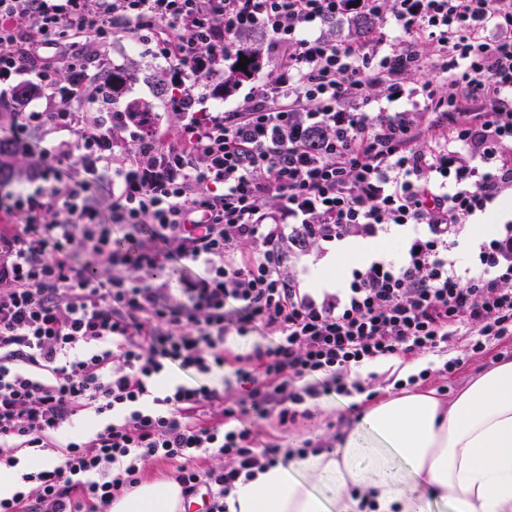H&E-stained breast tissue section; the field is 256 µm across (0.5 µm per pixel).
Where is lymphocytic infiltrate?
I'll return each instance as SVG.
<instances>
[{"mask_svg":"<svg viewBox=\"0 0 512 512\" xmlns=\"http://www.w3.org/2000/svg\"><path fill=\"white\" fill-rule=\"evenodd\" d=\"M361 17L365 36L322 32ZM256 31L274 78L205 111ZM124 37L165 60L169 110L114 100L88 123L70 101L105 99L89 63ZM66 67L80 85L60 81ZM25 74L63 106L15 119L43 133V182L0 208V462L20 448L61 462L22 474L0 512H106L151 462L228 512L240 479L294 454L248 420L295 423L321 395L365 393L362 368L393 359L442 361L389 377L399 391L504 358L512 224L473 241L467 226L512 195V0H0V82ZM66 157L85 178L60 175ZM387 238L397 260L317 280L311 249ZM171 260L188 271L176 283ZM256 330L249 350L228 347ZM226 370L246 396L204 385Z\"/></svg>","mask_w":512,"mask_h":512,"instance_id":"lymphocytic-infiltrate-1","label":"lymphocytic infiltrate"}]
</instances>
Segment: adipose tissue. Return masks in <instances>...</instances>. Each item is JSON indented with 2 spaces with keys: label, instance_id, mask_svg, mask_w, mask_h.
I'll list each match as a JSON object with an SVG mask.
<instances>
[{
  "label": "adipose tissue",
  "instance_id": "ef3b65f1",
  "mask_svg": "<svg viewBox=\"0 0 512 512\" xmlns=\"http://www.w3.org/2000/svg\"><path fill=\"white\" fill-rule=\"evenodd\" d=\"M427 494L416 491V483ZM512 512V361L450 401L407 391L365 409L333 446L238 484L237 512ZM110 512H184L175 481L145 482Z\"/></svg>",
  "mask_w": 512,
  "mask_h": 512
}]
</instances>
